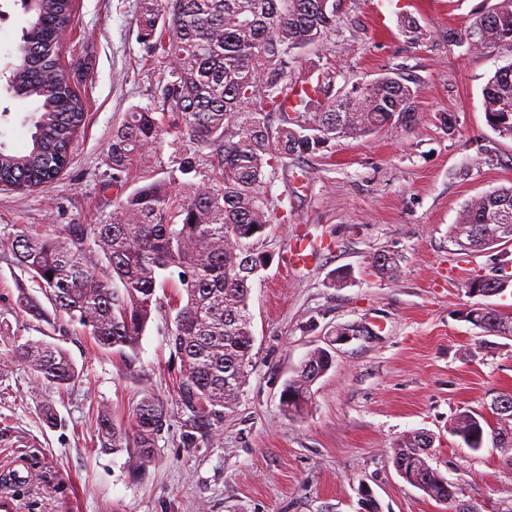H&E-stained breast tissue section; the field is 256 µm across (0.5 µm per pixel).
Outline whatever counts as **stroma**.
<instances>
[{
    "instance_id": "obj_1",
    "label": "stroma",
    "mask_w": 512,
    "mask_h": 512,
    "mask_svg": "<svg viewBox=\"0 0 512 512\" xmlns=\"http://www.w3.org/2000/svg\"><path fill=\"white\" fill-rule=\"evenodd\" d=\"M489 0H339L336 30L321 54L297 63L296 77L335 73L334 92L383 76H405L415 92L416 122L363 138H342L314 156L291 160L266 194L268 209L287 214L259 242L271 265L252 282L255 366L238 404L225 410L216 437L183 444L187 411L178 397L180 361L171 323L155 315L137 351L97 349L86 336L56 334L81 374L64 393L38 386L28 368L0 375V474L6 512H359L370 489L379 512H451L407 483L390 456L418 431L431 434L430 463L457 487L459 502L478 512H512V468L493 444L473 451L450 431L457 414L490 415L493 400L512 392V336H495L464 314L474 299L469 279L495 275L512 261V243L462 254L449 239L464 203L512 185V138L487 123L482 91L512 63V50L450 44L448 33ZM140 0H75L62 65L85 102L86 121L60 178L20 193L0 190V234L28 225L55 234L91 224L111 211L112 131L134 107L154 104L163 66L137 38ZM419 24L412 41L403 17ZM25 14L0 0V69L12 62ZM0 141L21 150L33 110L0 85ZM186 140L163 135L136 157L130 187L166 178ZM306 170L304 185L293 174ZM302 240L313 251L303 267L285 264ZM390 253L397 276L379 278L371 261ZM19 270L0 262V330L42 340L38 322L16 305ZM357 338L336 339L340 329ZM333 356L297 415L280 396L307 354ZM153 393L171 416L138 480L126 451L101 447L95 418L109 409L129 426L135 405ZM59 417L48 426L41 407Z\"/></svg>"
}]
</instances>
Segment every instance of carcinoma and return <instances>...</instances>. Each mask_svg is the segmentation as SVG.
<instances>
[{
  "label": "carcinoma",
  "instance_id": "carcinoma-1",
  "mask_svg": "<svg viewBox=\"0 0 512 512\" xmlns=\"http://www.w3.org/2000/svg\"><path fill=\"white\" fill-rule=\"evenodd\" d=\"M16 48L17 63L0 79L19 98L38 106L31 144L14 152L0 143V186L37 188L57 179L70 163L72 141L85 124V105L76 87L63 79L61 45L72 24L73 0H35ZM138 38L160 56L164 71L155 94L160 113L135 108L112 135V212L93 224H68L56 236L22 226L0 235V259L17 267L37 286L54 311L18 285V304L53 332L90 337L104 351L136 350L154 314L173 328L169 343L180 359L179 394L190 415L184 445L197 447L195 432L213 434L224 410L238 400L253 367L252 317L248 299L255 275L270 262L260 249L274 223L266 189L288 158L315 154L333 140L359 138L401 122L415 123L412 87L384 76L330 98L335 73L312 82L288 78L303 56L322 48L336 25V0H141ZM448 41L474 51L512 48V0H497ZM490 127L512 137V64L495 71L483 88ZM277 117L272 125L271 116ZM196 150L181 153L168 178L127 190L131 161L160 139L165 128ZM210 149L207 158L200 150ZM200 180H180L177 174ZM459 250L481 252L512 242V186L470 199L449 230ZM377 276L392 278L399 259L372 258ZM171 292L158 294V289ZM499 294L512 287L501 267L491 277L470 279L467 287ZM485 330L512 336V316L487 312ZM0 352V370L23 363L37 383L66 391L80 373L68 354L51 342L15 336ZM333 363L331 353L313 350L281 393L284 411L300 413L311 386ZM295 399L288 400V391ZM170 420L167 407L145 395L134 409L131 429H121L106 411L97 416L103 448H125L144 463ZM463 432L478 427L481 438L466 443L480 450L487 437L512 447V411L491 427L480 414H458ZM422 436L411 434L393 449L394 467L408 462ZM430 457L413 461L422 491L455 505L454 488L440 484Z\"/></svg>",
  "mask_w": 512,
  "mask_h": 512
}]
</instances>
